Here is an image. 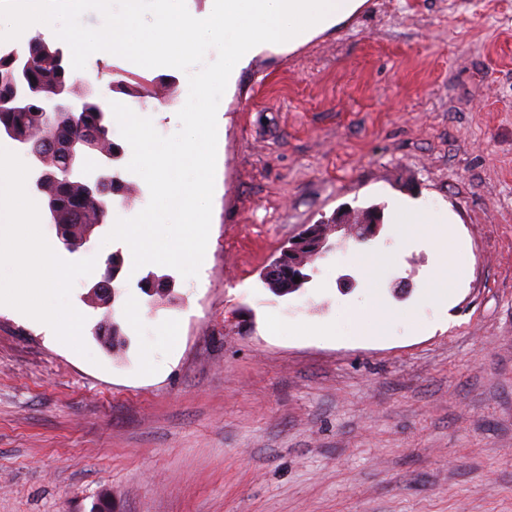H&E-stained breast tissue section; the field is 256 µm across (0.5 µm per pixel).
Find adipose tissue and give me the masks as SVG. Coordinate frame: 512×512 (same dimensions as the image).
<instances>
[{"instance_id":"adipose-tissue-1","label":"adipose tissue","mask_w":512,"mask_h":512,"mask_svg":"<svg viewBox=\"0 0 512 512\" xmlns=\"http://www.w3.org/2000/svg\"><path fill=\"white\" fill-rule=\"evenodd\" d=\"M27 179V169L15 159L11 147L0 144V218H5L8 226L7 232H0V268L31 264V253L16 246L19 229L36 224L39 215L37 200L26 190ZM391 208L399 242L426 237L435 247H443L449 222L447 209L436 204L413 207L402 199L392 200ZM41 250L49 255L51 247L45 243ZM72 275L65 261L49 255L48 260L36 265L35 274L15 276L0 287V306L47 326L60 344L74 346L79 336V312L69 311L67 322L60 324L48 306L49 297L65 290Z\"/></svg>"}]
</instances>
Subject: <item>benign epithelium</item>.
Here are the masks:
<instances>
[{
	"mask_svg": "<svg viewBox=\"0 0 512 512\" xmlns=\"http://www.w3.org/2000/svg\"><path fill=\"white\" fill-rule=\"evenodd\" d=\"M0 58L8 61L13 68L15 80L18 86L6 100V103L15 111H25L32 106H39L41 111L51 115L65 113L71 117H77L86 111L97 93H79L67 80L56 83L52 88L46 89L31 82L28 78L31 58L26 53L13 50ZM5 136L15 142L24 145L32 160V189L42 197L43 214L49 224L55 225L57 234L68 250L75 248L74 240L65 231L60 221V213L56 202L47 193V184L56 180V170L48 166L47 155L55 152L61 155V169L79 174L84 169L83 157L89 148L96 147L98 133L92 132L80 140L69 139L58 144L52 141L35 142L33 144L18 137L11 128L0 127V137ZM122 154H112V149L105 148L96 156L94 174L87 180L86 191L89 196L99 201L102 210L112 203V194L119 193L118 187L122 184L120 178Z\"/></svg>",
	"mask_w": 512,
	"mask_h": 512,
	"instance_id": "benign-epithelium-1",
	"label": "benign epithelium"
}]
</instances>
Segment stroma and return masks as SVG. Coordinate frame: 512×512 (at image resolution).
Wrapping results in <instances>:
<instances>
[{
	"label": "stroma",
	"mask_w": 512,
	"mask_h": 512,
	"mask_svg": "<svg viewBox=\"0 0 512 512\" xmlns=\"http://www.w3.org/2000/svg\"><path fill=\"white\" fill-rule=\"evenodd\" d=\"M165 85L158 100L108 89L115 74ZM82 79L180 129L182 71L116 55ZM114 200L79 251L39 222L74 278L53 297L82 313L77 345L0 309V512H512V0H365L295 49L256 54L217 110L208 245L197 277L125 260L115 303L126 345L94 334L88 284L124 242ZM447 207L464 266L452 325L420 310L437 254L395 226L317 259L304 288L262 281L280 247L344 208L392 196ZM386 253L371 287L353 260ZM154 272L168 295L143 294ZM416 314L362 336L369 293ZM315 333L268 331L272 317ZM152 372L142 370L144 359Z\"/></svg>",
	"instance_id": "stroma-1"
}]
</instances>
